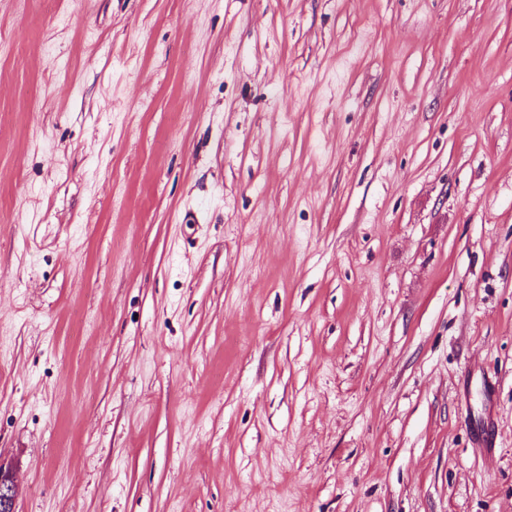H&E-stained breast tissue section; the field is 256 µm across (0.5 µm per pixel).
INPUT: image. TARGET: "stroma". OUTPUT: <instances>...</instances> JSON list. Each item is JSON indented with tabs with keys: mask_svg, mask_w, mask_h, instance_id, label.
Masks as SVG:
<instances>
[{
	"mask_svg": "<svg viewBox=\"0 0 512 512\" xmlns=\"http://www.w3.org/2000/svg\"><path fill=\"white\" fill-rule=\"evenodd\" d=\"M0 461L512 512V0H0Z\"/></svg>",
	"mask_w": 512,
	"mask_h": 512,
	"instance_id": "obj_1",
	"label": "stroma"
}]
</instances>
